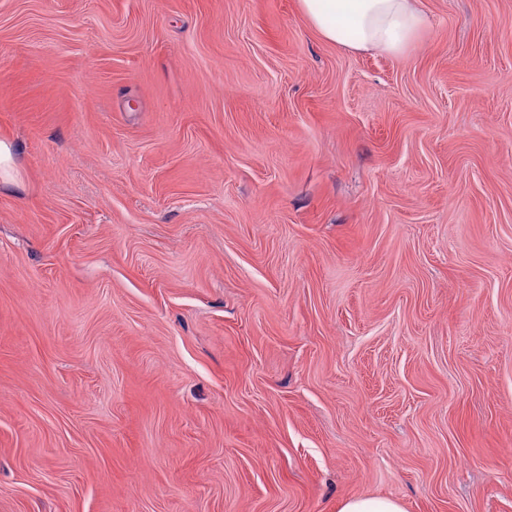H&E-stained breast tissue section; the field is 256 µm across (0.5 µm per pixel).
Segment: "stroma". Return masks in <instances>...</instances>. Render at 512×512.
I'll return each mask as SVG.
<instances>
[{
	"label": "stroma",
	"mask_w": 512,
	"mask_h": 512,
	"mask_svg": "<svg viewBox=\"0 0 512 512\" xmlns=\"http://www.w3.org/2000/svg\"><path fill=\"white\" fill-rule=\"evenodd\" d=\"M422 7L0 0V512H512V0ZM299 1L302 14L325 42L356 53L402 55L426 24L421 0ZM20 171L15 161V151L12 142L0 139V184L20 185ZM339 512H404L391 498L356 497L345 501Z\"/></svg>",
	"instance_id": "stroma-1"
}]
</instances>
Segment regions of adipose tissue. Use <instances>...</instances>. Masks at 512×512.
<instances>
[{
    "instance_id": "ef3b65f1",
    "label": "adipose tissue",
    "mask_w": 512,
    "mask_h": 512,
    "mask_svg": "<svg viewBox=\"0 0 512 512\" xmlns=\"http://www.w3.org/2000/svg\"><path fill=\"white\" fill-rule=\"evenodd\" d=\"M300 10L325 42L356 53L404 54L426 24L420 0H300Z\"/></svg>"
}]
</instances>
